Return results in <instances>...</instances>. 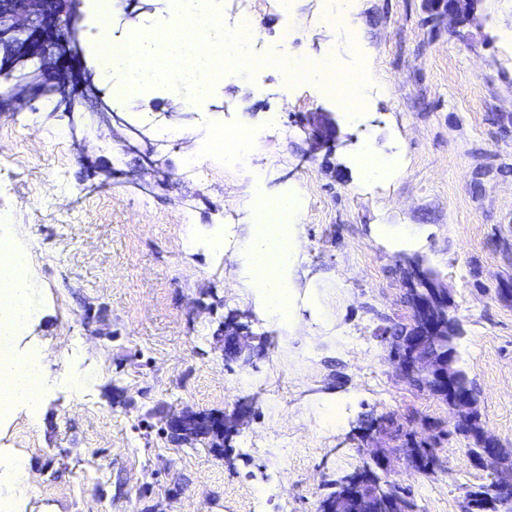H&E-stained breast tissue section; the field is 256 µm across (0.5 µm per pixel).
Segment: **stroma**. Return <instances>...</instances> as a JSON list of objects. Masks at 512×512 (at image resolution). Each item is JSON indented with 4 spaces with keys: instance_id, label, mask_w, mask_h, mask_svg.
I'll return each mask as SVG.
<instances>
[{
    "instance_id": "stroma-1",
    "label": "stroma",
    "mask_w": 512,
    "mask_h": 512,
    "mask_svg": "<svg viewBox=\"0 0 512 512\" xmlns=\"http://www.w3.org/2000/svg\"><path fill=\"white\" fill-rule=\"evenodd\" d=\"M128 17L112 0V34L163 22L170 0ZM219 16L257 27L252 51L363 56L369 77L358 117L319 84H287L273 69L225 73L205 97L163 86L119 108L154 136L185 130L197 143L215 127L250 123L247 161L226 159L196 181L177 146L161 148L169 178L141 192L123 180L88 188L72 139L47 137L43 101L0 113L18 150L0 163V208L10 236L29 242L35 321L12 351L38 350L52 384L38 416L16 407L0 426V465L26 458L33 489L20 512H317L326 479L366 462L372 419L451 427L446 404L401 382L385 331L410 322V262L447 284L461 325L460 366L486 431L512 448V0H478L474 18L433 19L424 0H360L346 25L324 17L331 0H215ZM354 39L348 49L346 39ZM181 116H167L171 100ZM334 113L345 146L309 157L296 114ZM281 113L284 129L266 123ZM396 166L365 180L364 149ZM298 194L288 226V320L268 313L244 270L255 197ZM198 244L186 250L179 216ZM222 239L231 253L215 250ZM237 316L259 349L243 368L217 330ZM247 410L228 446L179 443L171 414ZM460 436L437 452L448 476L424 477L395 460L385 478L410 489L420 512H462L486 474Z\"/></svg>"
}]
</instances>
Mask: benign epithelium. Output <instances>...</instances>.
I'll use <instances>...</instances> for the list:
<instances>
[{"mask_svg":"<svg viewBox=\"0 0 512 512\" xmlns=\"http://www.w3.org/2000/svg\"><path fill=\"white\" fill-rule=\"evenodd\" d=\"M477 0H428L429 10L437 18L447 17L456 23L470 21ZM83 0H0V39L11 43L13 52L0 63V110L16 102L31 98V92L46 88L54 97L55 112H63L69 118V130L74 144L82 154L84 166L89 172L90 186L109 184L117 175L112 166L88 155L81 130V103L92 96L97 100L96 114L100 130L108 133L125 125L117 112L104 99L94 82L91 70H80L75 58L83 55L78 33L82 21ZM298 123L307 133L309 154L317 156L322 150L336 147L339 126L332 112L316 109L299 114ZM142 139L147 149L140 153L141 171L124 172L127 182L141 190L150 191L153 184L144 176L159 175L162 160L151 140L140 130L129 128ZM415 279L422 288L432 289L435 301L449 306L448 287L441 281L428 277L420 266H415ZM412 325L415 333L403 347L392 352L399 377L406 383L420 376L429 375L447 384L452 378L454 349L440 353L443 340L438 336L435 324V305L425 300L412 302ZM222 333L232 343L234 357L242 367L251 365L252 336L248 326L238 320L226 321ZM448 408L455 416L453 433L459 434L475 423L479 411L477 401L470 394L456 395L448 392ZM197 422L212 434L224 436L227 420L222 414L194 415L189 412L173 413L167 419L170 433L180 432L190 423ZM391 425V419L382 418L361 435L362 447L368 451L376 467L386 470L390 459L378 444L379 436ZM475 464L494 474L512 468V453L494 441L493 447L485 448L475 458ZM383 500L391 512H406L405 504L396 494L391 482L378 475H367L352 481L350 491L344 496L322 505L320 512H371L374 504Z\"/></svg>","mask_w":512,"mask_h":512,"instance_id":"benign-epithelium-1","label":"benign epithelium"}]
</instances>
